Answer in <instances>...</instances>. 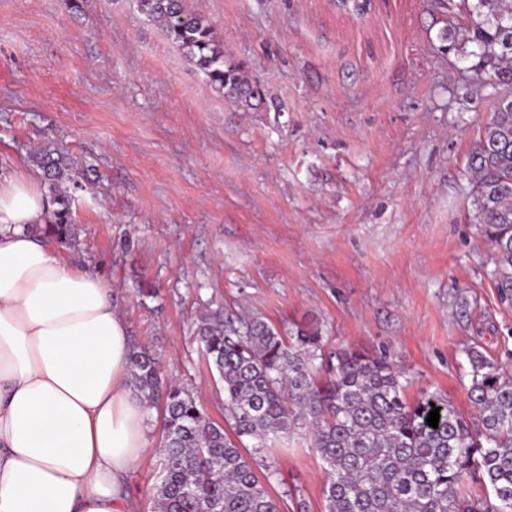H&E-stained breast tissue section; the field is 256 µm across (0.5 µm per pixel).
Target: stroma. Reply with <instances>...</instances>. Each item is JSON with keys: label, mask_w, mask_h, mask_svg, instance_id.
<instances>
[{"label": "stroma", "mask_w": 512, "mask_h": 512, "mask_svg": "<svg viewBox=\"0 0 512 512\" xmlns=\"http://www.w3.org/2000/svg\"><path fill=\"white\" fill-rule=\"evenodd\" d=\"M261 90L217 92L135 0H0V179L53 144L79 173L80 232L59 253L98 273L132 343L158 356L216 422L224 387L199 323L250 314L319 329L327 350L387 355L408 400L447 396L470 417L465 350L512 356V308L466 170L504 87L465 31L461 0H185ZM129 473L152 512L161 413ZM282 512H324L325 464L306 429L241 442Z\"/></svg>", "instance_id": "obj_1"}]
</instances>
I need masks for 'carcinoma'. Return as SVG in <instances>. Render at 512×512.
Segmentation results:
<instances>
[{
	"mask_svg": "<svg viewBox=\"0 0 512 512\" xmlns=\"http://www.w3.org/2000/svg\"><path fill=\"white\" fill-rule=\"evenodd\" d=\"M148 20L204 72L219 92L249 103L260 95L205 17L183 0H136ZM483 18L471 41L493 63L489 80L512 88V0H475ZM49 184L52 209L35 231L62 244L76 239L72 164L50 145L30 152ZM467 170L479 229L491 251L488 276L512 306V94L501 99L472 144ZM208 363L224 385V421L212 420L185 388L165 385L158 358L132 347L128 371L148 406L162 404L160 483L154 512H281L239 448L261 450L297 428L327 465L325 512H512V373L477 347L466 351L468 398L480 428L448 399L406 398L408 378L386 358L343 350L329 355L316 329L286 334L259 317L217 320L199 330ZM440 408L438 428L427 424ZM487 491L463 496L467 482Z\"/></svg>",
	"mask_w": 512,
	"mask_h": 512,
	"instance_id": "cac0c4a2",
	"label": "carcinoma"
}]
</instances>
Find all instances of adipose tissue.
<instances>
[{
	"instance_id": "1",
	"label": "adipose tissue",
	"mask_w": 512,
	"mask_h": 512,
	"mask_svg": "<svg viewBox=\"0 0 512 512\" xmlns=\"http://www.w3.org/2000/svg\"><path fill=\"white\" fill-rule=\"evenodd\" d=\"M34 174L0 184V512H128L150 409L110 288L32 232Z\"/></svg>"
}]
</instances>
